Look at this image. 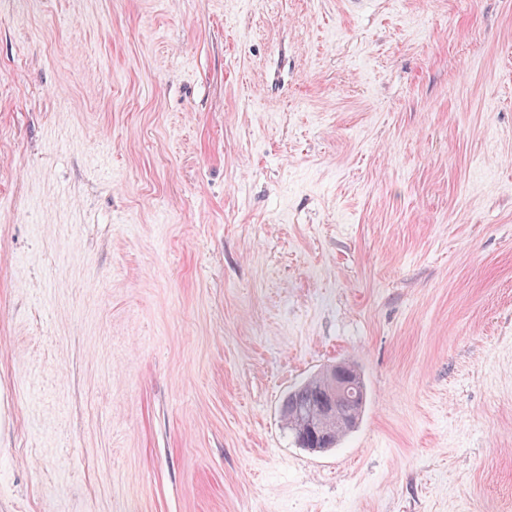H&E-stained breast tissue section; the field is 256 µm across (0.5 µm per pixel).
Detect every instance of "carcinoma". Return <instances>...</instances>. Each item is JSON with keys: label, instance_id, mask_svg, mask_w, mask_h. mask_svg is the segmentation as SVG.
Masks as SVG:
<instances>
[{"label": "carcinoma", "instance_id": "cac0c4a2", "mask_svg": "<svg viewBox=\"0 0 512 512\" xmlns=\"http://www.w3.org/2000/svg\"><path fill=\"white\" fill-rule=\"evenodd\" d=\"M348 375L356 384V405L358 414H363L366 404V387L358 367L350 362L344 363ZM329 369H324L312 376L299 386L295 387L285 397L281 406V417L285 427L293 436L295 442L302 448H334L340 440L351 432L356 425H347L345 422H331L317 433L305 430L302 421L314 417V413L321 407L323 400L329 393Z\"/></svg>", "mask_w": 512, "mask_h": 512}]
</instances>
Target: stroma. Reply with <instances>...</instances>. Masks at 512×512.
I'll return each mask as SVG.
<instances>
[{
    "mask_svg": "<svg viewBox=\"0 0 512 512\" xmlns=\"http://www.w3.org/2000/svg\"><path fill=\"white\" fill-rule=\"evenodd\" d=\"M0 512H512V0H0ZM348 370V375L356 384L357 399L355 401L358 408L357 420L353 425H347L339 418H349L353 411L351 410L352 398L348 395V389L351 386L347 382L343 368L336 365L329 374V367L312 376L299 386L295 387L285 397L281 406V417L285 427L293 436L295 442L302 448H334L340 440L357 427L363 414L366 404V387L364 379L358 367L350 362H340ZM329 379V384H328ZM331 387V398L325 406L315 416L314 413L321 407L323 400L327 398ZM310 418H314L310 419ZM336 418L330 424L324 426L326 422ZM308 420L307 426H324L317 434L305 430L301 421Z\"/></svg>",
    "mask_w": 512,
    "mask_h": 512,
    "instance_id": "stroma-1",
    "label": "stroma"
}]
</instances>
